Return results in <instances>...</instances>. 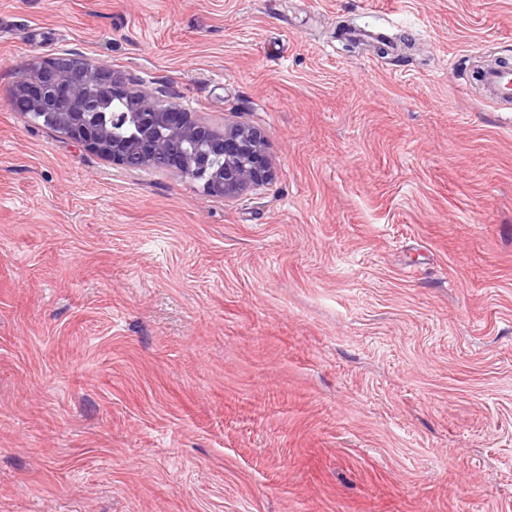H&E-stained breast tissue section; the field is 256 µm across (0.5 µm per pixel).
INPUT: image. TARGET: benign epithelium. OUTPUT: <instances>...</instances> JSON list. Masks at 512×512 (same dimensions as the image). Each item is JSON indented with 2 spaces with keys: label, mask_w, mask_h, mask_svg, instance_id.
I'll use <instances>...</instances> for the list:
<instances>
[{
  "label": "benign epithelium",
  "mask_w": 512,
  "mask_h": 512,
  "mask_svg": "<svg viewBox=\"0 0 512 512\" xmlns=\"http://www.w3.org/2000/svg\"><path fill=\"white\" fill-rule=\"evenodd\" d=\"M24 112L129 170L164 162L215 196L233 199L273 177L264 133L232 123L219 132L121 72L84 57L27 64Z\"/></svg>",
  "instance_id": "benign-epithelium-1"
}]
</instances>
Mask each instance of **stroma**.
<instances>
[{"instance_id":"obj_1","label":"stroma","mask_w":512,"mask_h":512,"mask_svg":"<svg viewBox=\"0 0 512 512\" xmlns=\"http://www.w3.org/2000/svg\"><path fill=\"white\" fill-rule=\"evenodd\" d=\"M88 57L275 176L10 102ZM512 0H0V512H512ZM76 69L80 79L73 75ZM27 70L19 88L24 112L129 170L165 162L171 170L203 180L208 193L224 199L273 177L259 128L232 123L222 132L214 130L180 105L162 103L143 83L88 58L34 61ZM212 156L224 161L217 164ZM476 83L482 96L493 104H508L512 112V65H498L477 72Z\"/></svg>"}]
</instances>
